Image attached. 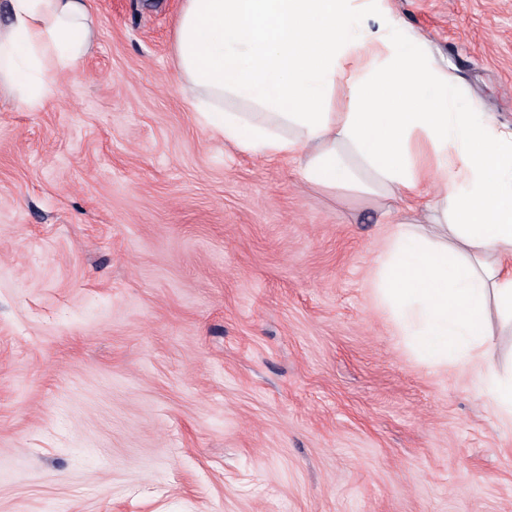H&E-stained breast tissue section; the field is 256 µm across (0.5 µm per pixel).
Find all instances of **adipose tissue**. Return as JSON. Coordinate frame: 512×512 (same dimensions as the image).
<instances>
[{
	"mask_svg": "<svg viewBox=\"0 0 512 512\" xmlns=\"http://www.w3.org/2000/svg\"><path fill=\"white\" fill-rule=\"evenodd\" d=\"M379 20L367 30L365 20ZM90 0H8L0 98L41 110L95 45ZM183 101L239 151L376 202L373 287L397 335L486 388L512 423V129L433 60L390 0H182Z\"/></svg>",
	"mask_w": 512,
	"mask_h": 512,
	"instance_id": "adipose-tissue-1",
	"label": "adipose tissue"
}]
</instances>
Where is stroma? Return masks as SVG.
Instances as JSON below:
<instances>
[{"instance_id": "35a3bbf8", "label": "stroma", "mask_w": 512, "mask_h": 512, "mask_svg": "<svg viewBox=\"0 0 512 512\" xmlns=\"http://www.w3.org/2000/svg\"><path fill=\"white\" fill-rule=\"evenodd\" d=\"M512 127V0H391ZM181 0L0 101V512H512V425L373 296L376 206L184 105Z\"/></svg>"}]
</instances>
